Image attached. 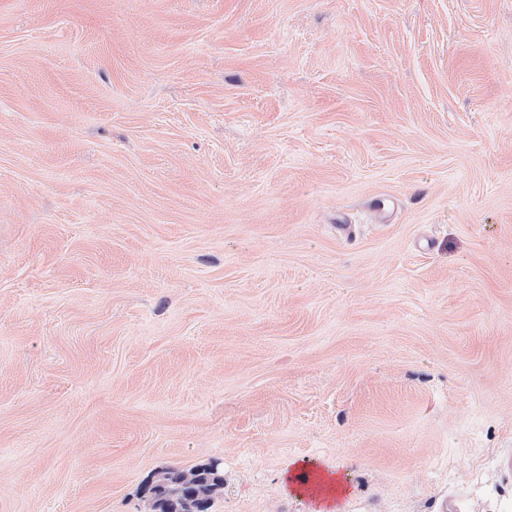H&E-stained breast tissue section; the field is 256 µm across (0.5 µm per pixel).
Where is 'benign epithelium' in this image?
<instances>
[{
	"label": "benign epithelium",
	"instance_id": "benign-epithelium-1",
	"mask_svg": "<svg viewBox=\"0 0 512 512\" xmlns=\"http://www.w3.org/2000/svg\"><path fill=\"white\" fill-rule=\"evenodd\" d=\"M206 467L213 476L203 481L200 479L199 470L196 467L175 468L174 482L166 480L167 469L157 472L147 483V491L144 492L146 510L144 512H160L170 497L180 493L181 489L189 488L193 491V499L185 502L187 512H195L200 507H206L224 493V476L220 473L218 463L210 461Z\"/></svg>",
	"mask_w": 512,
	"mask_h": 512
}]
</instances>
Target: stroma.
Wrapping results in <instances>:
<instances>
[{
	"label": "stroma",
	"instance_id": "obj_1",
	"mask_svg": "<svg viewBox=\"0 0 512 512\" xmlns=\"http://www.w3.org/2000/svg\"><path fill=\"white\" fill-rule=\"evenodd\" d=\"M512 0H0V512H512ZM205 466L213 473V476L207 481L200 479L197 467L164 468L157 472L147 483L143 495L146 510L142 512H159L165 507L169 498L179 494L182 488H189L193 491V499L184 503L188 512L197 511V508L212 504L224 493V476L220 473L216 461H210ZM167 471L175 472L176 478L173 483L166 480ZM172 484L173 487H171ZM150 488H152L151 491H149ZM210 506L198 512H208Z\"/></svg>",
	"mask_w": 512,
	"mask_h": 512
}]
</instances>
